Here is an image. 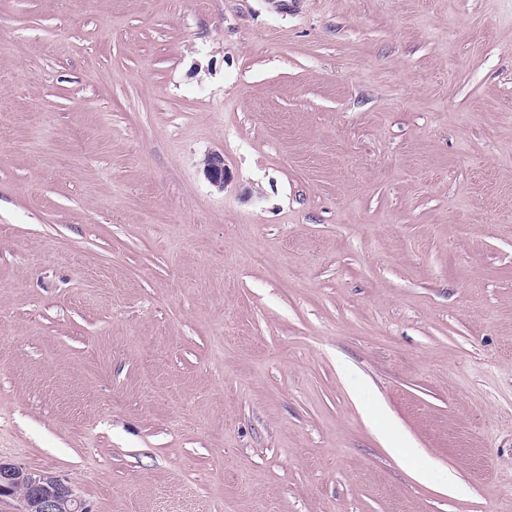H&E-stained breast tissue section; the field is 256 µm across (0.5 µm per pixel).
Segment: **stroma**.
<instances>
[{
	"label": "stroma",
	"instance_id": "obj_1",
	"mask_svg": "<svg viewBox=\"0 0 512 512\" xmlns=\"http://www.w3.org/2000/svg\"><path fill=\"white\" fill-rule=\"evenodd\" d=\"M0 459L512 512V0H0ZM203 174L209 184L218 190L226 183L224 156L221 153H210L203 161Z\"/></svg>",
	"mask_w": 512,
	"mask_h": 512
}]
</instances>
